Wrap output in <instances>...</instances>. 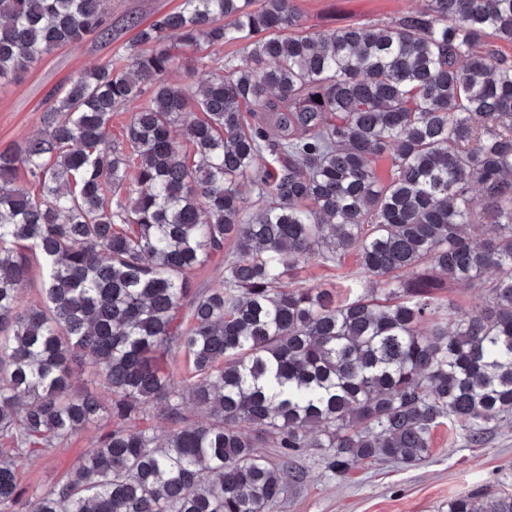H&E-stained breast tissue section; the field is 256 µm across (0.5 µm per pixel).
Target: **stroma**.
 Returning a JSON list of instances; mask_svg holds the SVG:
<instances>
[{
	"instance_id": "1",
	"label": "stroma",
	"mask_w": 512,
	"mask_h": 512,
	"mask_svg": "<svg viewBox=\"0 0 512 512\" xmlns=\"http://www.w3.org/2000/svg\"><path fill=\"white\" fill-rule=\"evenodd\" d=\"M181 0H109L112 38L104 42L88 37L76 47H63L45 55L21 79L0 85V148L25 142L42 128L45 108L70 77L110 58L123 56L134 32L127 17L151 21L176 10ZM304 27L327 31L353 24L387 21L407 10L424 8L425 0H294ZM356 254L345 256L341 267L316 260L302 264L286 287L319 286L337 295L351 286L345 272L355 270ZM105 422L88 424L76 438L50 454L25 459L18 467L19 483L26 492L53 486L73 469L85 449L93 447ZM309 481L290 488L274 512H448L459 493H512V420L497 424L485 444H469L466 436L442 426L435 430L426 461L410 467L389 462L363 464L346 477L325 472L314 450L297 459Z\"/></svg>"
}]
</instances>
